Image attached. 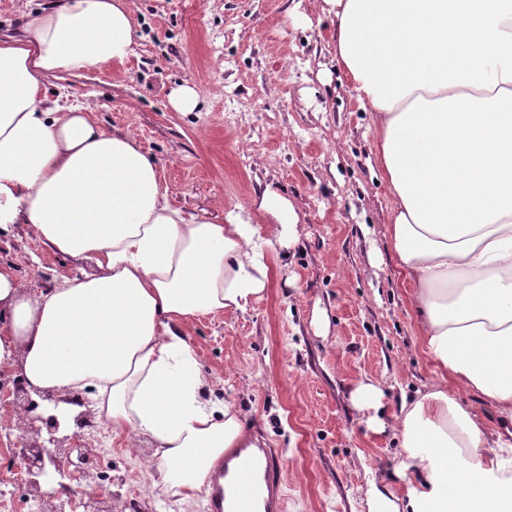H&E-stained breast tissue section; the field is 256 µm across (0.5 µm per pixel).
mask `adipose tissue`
Masks as SVG:
<instances>
[{"mask_svg":"<svg viewBox=\"0 0 512 512\" xmlns=\"http://www.w3.org/2000/svg\"><path fill=\"white\" fill-rule=\"evenodd\" d=\"M336 53L393 197L389 237L414 291L419 347L449 389L383 421L377 382L350 392L375 431L402 437L405 485L370 487V512H512V0H324ZM134 0H45L0 38V229L26 225L80 266L32 290L0 267V364L72 428L89 409L114 434L146 436L161 481L189 498L225 452L260 437L206 393L188 332L264 292L265 246L300 237L294 204L265 188L216 224L173 207L158 160L130 134L50 99L48 77L135 53ZM480 394L487 425L459 401ZM61 402L43 401V394Z\"/></svg>","mask_w":512,"mask_h":512,"instance_id":"obj_1","label":"adipose tissue"}]
</instances>
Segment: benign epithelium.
<instances>
[{
    "label": "benign epithelium",
    "mask_w": 512,
    "mask_h": 512,
    "mask_svg": "<svg viewBox=\"0 0 512 512\" xmlns=\"http://www.w3.org/2000/svg\"><path fill=\"white\" fill-rule=\"evenodd\" d=\"M9 395L13 396L16 412L25 417L23 433L17 443L21 445L18 455L28 475L27 492L44 503L56 501L49 512H63L65 504L73 502L74 493L65 483L61 484L62 493H57L53 486L54 475L84 472L91 461L90 445L76 434L57 436V419L36 413L39 404L33 401L22 380L15 381ZM63 493L66 494L64 500L61 499Z\"/></svg>",
    "instance_id": "obj_1"
}]
</instances>
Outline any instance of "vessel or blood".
<instances>
[{
    "label": "vessel or blood",
    "instance_id": "obj_1",
    "mask_svg": "<svg viewBox=\"0 0 512 512\" xmlns=\"http://www.w3.org/2000/svg\"><path fill=\"white\" fill-rule=\"evenodd\" d=\"M284 465L272 448H233L212 480L206 512H284Z\"/></svg>",
    "mask_w": 512,
    "mask_h": 512
}]
</instances>
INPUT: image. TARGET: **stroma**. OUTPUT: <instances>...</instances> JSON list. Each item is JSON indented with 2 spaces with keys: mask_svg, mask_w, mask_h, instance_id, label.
<instances>
[{
  "mask_svg": "<svg viewBox=\"0 0 512 512\" xmlns=\"http://www.w3.org/2000/svg\"><path fill=\"white\" fill-rule=\"evenodd\" d=\"M315 0H135V56L123 65L50 78V98L92 112L108 131L157 156L171 203L209 219L252 212L266 186L297 208L300 238L267 249L269 281L245 312L195 322L203 372L222 375L256 435L283 453L288 512H368L367 489L400 488L397 431L361 423L350 392L382 391L379 418L442 387L421 352L389 238L391 196ZM189 85L195 111L174 110ZM0 266L31 288L74 270L25 225L0 231ZM82 478L115 512H205L153 484L147 437L85 433Z\"/></svg>",
  "mask_w": 512,
  "mask_h": 512,
  "instance_id": "obj_1",
  "label": "stroma"
}]
</instances>
